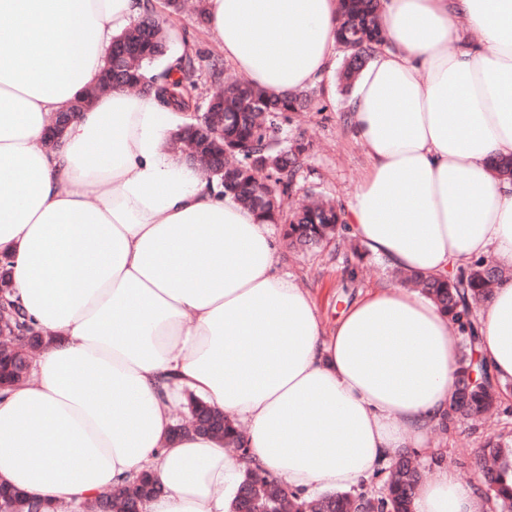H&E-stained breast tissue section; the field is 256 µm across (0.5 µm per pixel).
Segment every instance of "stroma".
<instances>
[{
	"label": "stroma",
	"mask_w": 512,
	"mask_h": 512,
	"mask_svg": "<svg viewBox=\"0 0 512 512\" xmlns=\"http://www.w3.org/2000/svg\"><path fill=\"white\" fill-rule=\"evenodd\" d=\"M171 31L169 57H176L184 50L197 56L198 71L195 76L196 93L208 99L215 92L207 68L221 51L212 41L206 25L194 16L182 14L168 18ZM307 107L292 114L287 134L303 137L310 147L306 153L295 182V192L284 199L286 206H294L304 191L312 190L345 204L361 184L367 170V156L363 145L354 137L346 113L341 112L342 97L334 80L311 85ZM280 272L296 277L313 296L323 323L334 327L342 312L358 297L360 291L378 284H393L391 267L372 256L357 259L347 245H328L313 251H294L281 246ZM512 436V415L499 417L470 427L459 426L447 435L429 434L422 459H429L434 448L442 447L464 460V467L455 468L457 479L465 484L478 485L477 472L468 464L470 453L480 447L487 436L493 434Z\"/></svg>",
	"instance_id": "1"
}]
</instances>
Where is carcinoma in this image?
<instances>
[{"instance_id": "obj_1", "label": "carcinoma", "mask_w": 512, "mask_h": 512, "mask_svg": "<svg viewBox=\"0 0 512 512\" xmlns=\"http://www.w3.org/2000/svg\"><path fill=\"white\" fill-rule=\"evenodd\" d=\"M338 51L343 62L339 82L348 89L369 57L384 43L379 0H339L336 30ZM169 34L163 24L152 31L129 29L112 40L113 54L126 46L136 51L124 60L125 74L133 83H143L146 90L165 105L183 111H196L193 94L195 59L182 53L176 62L160 71L151 67L167 54ZM223 70L213 66L211 78L222 84L218 97L224 104V172L212 176L222 183L224 193L256 211L271 224L284 225L288 245L301 249L326 246L342 238V207L322 203L292 215L287 223L283 196L288 194L299 173L307 151L302 142H284L283 130L289 114L303 108L306 98L301 94L272 96L247 83H221ZM265 157L284 174L275 183L268 182L263 168L249 158ZM405 286H415L431 297L441 311L448 314L461 336L458 360V381L465 382L476 373L474 383L464 386L458 400L448 401L437 427L447 432L465 421L499 407L511 382H501L490 373L487 364L475 359L480 343L481 325L476 312L492 289L505 279L501 267L480 259L468 268L446 278H431L419 272H399ZM199 417L208 424L209 435L224 440L226 448L245 447L241 429L233 426L224 413L201 402H193ZM475 465L482 473L481 498L492 505L494 512H512V488L505 484L512 476V439H490L475 456ZM424 477V468L408 453L400 455L387 470L382 485L375 489L354 492H325L306 498L297 493L280 496L275 479L268 473L250 469L244 474L230 512H412V502ZM151 475L143 472L129 481L132 496L144 501L150 498L147 488ZM41 502L22 493L12 500V512H39Z\"/></svg>"}]
</instances>
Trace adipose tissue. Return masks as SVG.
Returning <instances> with one entry per match:
<instances>
[{
    "label": "adipose tissue",
    "instance_id": "adipose-tissue-1",
    "mask_svg": "<svg viewBox=\"0 0 512 512\" xmlns=\"http://www.w3.org/2000/svg\"><path fill=\"white\" fill-rule=\"evenodd\" d=\"M386 41L345 110L367 174L347 233L386 264L447 277L512 265V0H381ZM225 60L280 95L336 65L339 0H204ZM143 0H0V252L12 298L52 341L0 394V483L58 505L141 471L166 488L144 512H229L247 469L292 491L370 483L424 444L455 386L460 335L428 297L371 288L324 333L310 293L279 273L268 222L167 150L179 112L127 91L84 94ZM98 188L90 199V188ZM477 349L512 381V281L479 314ZM193 393L245 420L248 454L172 437ZM413 512H482L440 470ZM94 96L95 93L86 94L84 97L76 101L69 111L62 112L58 115L53 127L50 129L47 137L45 138V144L47 146H53L57 142V139L71 122L74 115L77 112H84L92 102Z\"/></svg>",
    "mask_w": 512,
    "mask_h": 512
}]
</instances>
